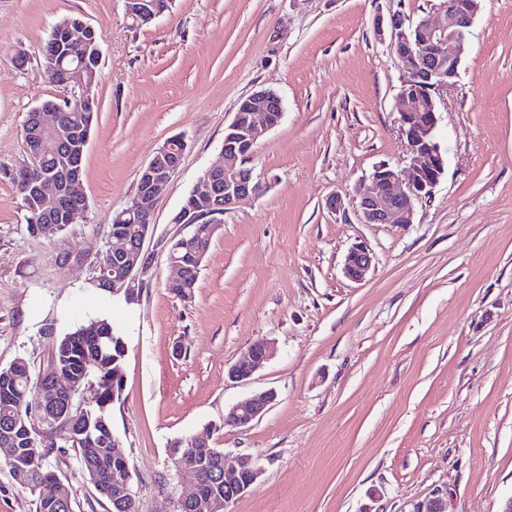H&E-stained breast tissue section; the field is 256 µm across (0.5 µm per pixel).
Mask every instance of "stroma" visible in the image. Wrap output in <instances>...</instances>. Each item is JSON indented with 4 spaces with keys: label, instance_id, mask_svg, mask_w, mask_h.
I'll return each instance as SVG.
<instances>
[{
    "label": "stroma",
    "instance_id": "stroma-1",
    "mask_svg": "<svg viewBox=\"0 0 512 512\" xmlns=\"http://www.w3.org/2000/svg\"><path fill=\"white\" fill-rule=\"evenodd\" d=\"M438 0H172L135 25L126 0H0V368L41 372L76 320L102 314L125 339L112 429L136 512H174L187 491L171 440L211 428L228 459L262 470L227 512H503L512 501V0H482L453 85L436 91L445 171L409 224H364L360 184L411 156L399 131L406 63L391 17L417 24ZM97 33L98 116L83 159L86 207L54 237L29 233L11 178L28 112L67 93L41 51L62 18ZM24 66H16L17 54ZM274 89L284 112L258 142L262 194L224 216L191 299L170 293L175 223L219 162L239 103ZM187 149L157 199L140 295L98 287L114 214L171 137ZM339 209L327 206L329 197ZM373 264L343 274L353 244ZM273 357L249 381L229 368L258 339ZM273 390L249 427L239 400ZM45 467L72 512H112L74 448ZM275 397L272 391H262L240 400L224 416L225 425L236 428L249 426L269 409Z\"/></svg>",
    "mask_w": 512,
    "mask_h": 512
}]
</instances>
